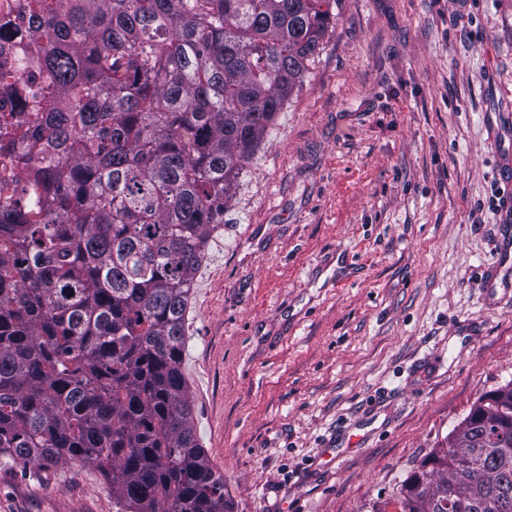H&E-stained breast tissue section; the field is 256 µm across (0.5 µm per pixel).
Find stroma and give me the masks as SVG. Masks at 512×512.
<instances>
[{"mask_svg": "<svg viewBox=\"0 0 512 512\" xmlns=\"http://www.w3.org/2000/svg\"><path fill=\"white\" fill-rule=\"evenodd\" d=\"M239 179L181 370L233 512H372L512 381L481 285L512 160V0H339ZM0 512H124L99 468L0 459Z\"/></svg>", "mask_w": 512, "mask_h": 512, "instance_id": "stroma-1", "label": "stroma"}]
</instances>
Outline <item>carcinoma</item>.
<instances>
[{
	"label": "carcinoma",
	"mask_w": 512,
	"mask_h": 512,
	"mask_svg": "<svg viewBox=\"0 0 512 512\" xmlns=\"http://www.w3.org/2000/svg\"><path fill=\"white\" fill-rule=\"evenodd\" d=\"M338 0H18L0 67V456L100 468L127 512H232L181 370L210 236ZM38 85L40 97L31 95ZM512 381L397 512H512Z\"/></svg>",
	"instance_id": "obj_1"
}]
</instances>
